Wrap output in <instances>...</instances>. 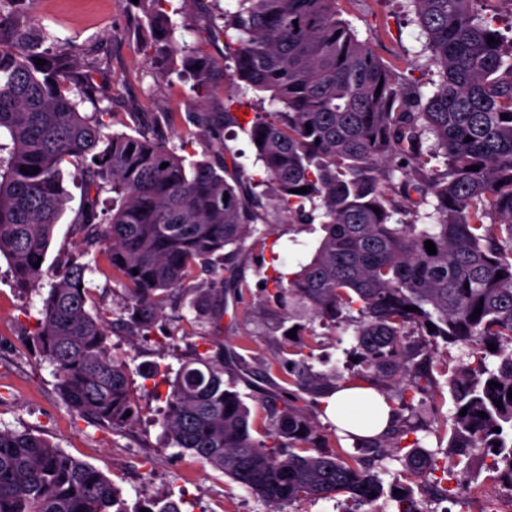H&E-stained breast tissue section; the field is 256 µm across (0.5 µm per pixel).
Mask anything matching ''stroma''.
<instances>
[{
  "instance_id": "stroma-1",
  "label": "stroma",
  "mask_w": 512,
  "mask_h": 512,
  "mask_svg": "<svg viewBox=\"0 0 512 512\" xmlns=\"http://www.w3.org/2000/svg\"><path fill=\"white\" fill-rule=\"evenodd\" d=\"M175 38L180 45L201 48L216 70L213 90L197 97L195 80L188 73L162 69L137 51L145 31L142 13L133 0H37L34 23L68 48L80 69H94L107 96L100 104L106 132L133 133V115L146 112H220L230 110L238 119L225 131L239 169L256 178L263 171L245 129L250 126L260 100L256 92H239L230 86L224 68V38L213 31L200 0H175ZM341 16L385 63L394 67L398 81L415 84L422 96H431L438 79L428 63L426 39L415 23L409 0H338ZM70 193L67 209L54 232L45 267L56 270L61 261L78 251L81 236L73 220L83 199V189L73 166L63 168ZM267 236L247 241L237 262V277L247 284L242 302L232 295L217 301L215 312L197 319L188 300L178 301L150 332L139 336L117 327L124 310L125 293L113 276L105 256H98L89 275L92 290L90 313L113 321L109 342L124 354L138 397L141 423L137 429L115 432L91 423L72 411L56 390L52 366L31 345L43 293L16 285L10 265L0 256V429L42 435L72 458L88 463L112 479L128 505L143 500L172 499L183 512H270L224 473L190 454H178L162 424L166 386H154L143 377L149 365L178 369L209 338L212 352L242 350L246 366L237 370L236 389L250 409V420L259 431L272 430L274 418L264 395L282 388L288 368L282 362L287 343L285 321L307 323L309 312L299 303L279 306L267 299L263 283L274 271L296 269L318 246L319 224L285 221L269 208ZM355 341L352 330L319 337L313 351L316 370H344ZM471 463L479 474L476 491L448 501L447 512H482V490L499 488L495 472L481 450H473Z\"/></svg>"
}]
</instances>
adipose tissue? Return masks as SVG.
Wrapping results in <instances>:
<instances>
[{"label":"adipose tissue","instance_id":"ef3b65f1","mask_svg":"<svg viewBox=\"0 0 512 512\" xmlns=\"http://www.w3.org/2000/svg\"><path fill=\"white\" fill-rule=\"evenodd\" d=\"M325 411L340 434L373 436L386 429L392 408L375 387L360 383L338 389L328 398Z\"/></svg>","mask_w":512,"mask_h":512}]
</instances>
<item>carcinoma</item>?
<instances>
[{"label":"carcinoma","mask_w":512,"mask_h":512,"mask_svg":"<svg viewBox=\"0 0 512 512\" xmlns=\"http://www.w3.org/2000/svg\"><path fill=\"white\" fill-rule=\"evenodd\" d=\"M141 2L153 41L165 42L170 56L184 52L174 39L177 10L170 0ZM235 2L233 11L220 0L206 4L221 22L231 78L282 105L244 128L264 167L259 181L228 168L233 153L221 131L237 119L227 110L186 113L197 131L178 148L168 136L175 112L136 117L133 135L104 132L92 71L75 70L48 33L31 32L34 0H0V139L7 140L0 142V153L7 152L0 156V255L15 282L41 285L44 270L33 264L46 257L69 202L66 163L78 167L85 184L75 223L119 278L126 325L136 331L153 328L176 293L193 295L190 305L203 317L228 287L241 290L233 264L260 232L268 204L304 224L321 208L319 245L300 270L269 277L273 297L304 304L321 328L353 327L360 368L346 376L315 370L304 350L320 333L299 324L296 335L309 341L287 351L297 356L288 360V385L295 397L315 400L342 383H367L394 407L392 425L358 439L364 453L356 457L332 446L301 410L277 409L271 395L266 403L275 428L256 438L249 408L234 383L224 382L232 366L206 348L176 372L166 371L163 425L171 444L224 472L274 512L337 494L374 503L385 488L372 462L404 449L410 429L403 411L418 395L441 394L432 347L462 342L474 361L446 382L455 405L449 448L454 454L488 449L498 480L512 488V50H504L478 13L479 0H412L439 75L424 102L417 87L396 81L392 67L358 39L337 0ZM38 58L46 64L36 65ZM183 64L197 75L198 96L208 94L201 51L183 56ZM86 102L94 112L82 110ZM505 114L509 119H501ZM428 134L442 171L421 161ZM195 139L205 143L202 160L187 152ZM261 185L265 190L256 192ZM301 187L307 192L294 193ZM103 192L112 193V204L101 214ZM427 240L437 254H428ZM84 256L53 274L33 341L55 367L56 389L69 408L125 431L138 423V406L127 360L109 344L108 323L87 308L93 268L80 261ZM199 266L218 276L213 287L192 284ZM491 381L498 386L489 387ZM404 462L420 483L391 486L396 512H426L418 494L450 497L447 478L461 492L473 482L468 468L455 470L458 462L417 441ZM142 509L182 512L174 500L130 509L112 479L94 467L30 431L0 430V512Z\"/></svg>","instance_id":"cac0c4a2"}]
</instances>
